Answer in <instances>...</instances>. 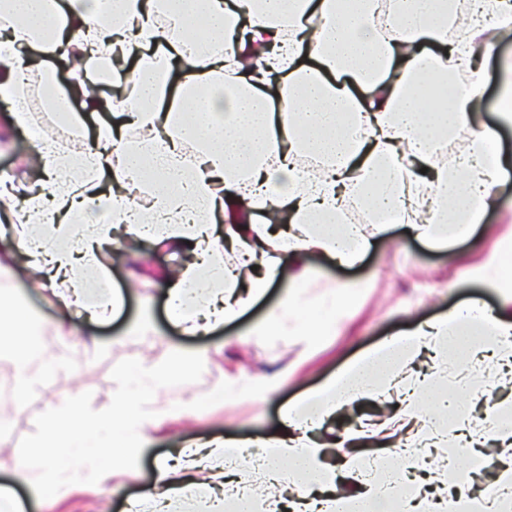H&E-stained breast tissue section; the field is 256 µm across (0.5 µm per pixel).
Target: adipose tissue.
<instances>
[{
    "mask_svg": "<svg viewBox=\"0 0 512 512\" xmlns=\"http://www.w3.org/2000/svg\"><path fill=\"white\" fill-rule=\"evenodd\" d=\"M189 14L203 18L204 34L182 30ZM510 35L512 0H475L466 15L457 0H357L350 11L337 0H0V97H17L35 77L71 122L82 105L101 116L77 153L39 137L40 187L15 213L11 238L0 241V274L23 261L61 310L105 322L120 302L110 251L130 240L161 244L182 257L176 276L164 278L170 318L195 336L236 321L286 267L291 288L260 330L320 348L352 317L370 281L319 283L308 252L353 266L373 237L396 224L444 249L482 224L512 164L499 145L501 130L512 127V57L497 62L491 123L481 114L482 71L496 38ZM63 44L82 60L67 80L57 53ZM462 57L472 65L469 80L439 103L433 90L456 74ZM118 83L131 91L123 121L114 124L106 118L112 96H89L87 87ZM132 128L144 137L132 140ZM189 141L196 146L190 163L182 153ZM307 156L319 166H306ZM356 205L367 210L370 232L347 222ZM39 224L43 234H32ZM472 275L512 307V226L496 235ZM315 285L321 293L309 296ZM0 311L12 318L0 326V361L24 389L42 369L15 339L38 330L16 294H0ZM431 343L447 355L442 376L483 344L499 363H512V319L469 305L388 338L286 405V435L176 449L127 512H172L203 489L211 512H254L247 489L231 480L247 448L271 484L295 487L273 512H395L404 496L413 512L429 500L449 512H512V457L496 463L498 494L478 502L464 481L445 498L410 472L368 469L361 453L350 459L361 489L347 494L322 462L356 436L321 443L313 428L356 399L382 395ZM201 362L177 351L166 363L129 368L120 379L134 390L112 414L83 416L76 400L50 406L38 442L46 491L63 496L83 480L110 478L174 413H192L197 397L179 390L184 370ZM160 390L178 394L176 407L158 403ZM456 403L454 393L423 383L402 409L409 427L396 455L449 445L460 456L491 435L512 447V417L490 429L454 415ZM425 406L427 425L411 429ZM62 448L94 449L99 464L62 463Z\"/></svg>",
    "mask_w": 512,
    "mask_h": 512,
    "instance_id": "ef3b65f1",
    "label": "adipose tissue"
}]
</instances>
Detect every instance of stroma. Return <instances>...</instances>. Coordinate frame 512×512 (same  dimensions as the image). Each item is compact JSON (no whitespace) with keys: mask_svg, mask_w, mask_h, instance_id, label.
I'll return each instance as SVG.
<instances>
[{"mask_svg":"<svg viewBox=\"0 0 512 512\" xmlns=\"http://www.w3.org/2000/svg\"><path fill=\"white\" fill-rule=\"evenodd\" d=\"M14 103L0 98V173L27 182L24 160L32 152L29 132L14 127L10 112ZM490 242L474 234L456 244L453 252L433 248L397 226L376 238L363 262L355 268L338 266L326 255L313 252L306 259L326 281L370 278L350 322L329 337L319 350H308L293 336H261L257 329L268 307L276 304L289 284L287 271L273 276L266 296L237 322L217 328L204 336H184L167 314L165 285L131 277L126 257L113 252L112 287L121 295V305L105 324L80 326L71 336L70 353L87 367L81 378H74L56 365V348L43 351L48 369L41 381L29 388L23 407L11 403L12 391L0 390V482L11 480L17 465L15 447L26 445L45 426L48 405L64 406L80 399L86 415L109 411L119 398L118 375L136 362H162L173 348L196 352L204 357L198 371L188 373L186 386L200 402L194 414L156 434L152 443L127 465L137 474L130 480L116 474L107 481L78 485L66 498H44L32 512H124L130 498L139 495L151 482L155 464L171 449L196 438L236 436L264 438L279 435L284 426L281 409L340 371L362 351L372 348L387 336L418 322L440 316L469 302H481L499 311L495 289L473 279L470 267L479 260ZM17 293L33 315L35 323L59 321L60 313L50 304L48 294L33 282L28 270L17 269L14 278L1 281L0 293ZM149 321L154 335L133 338L129 329ZM291 369L287 382L263 400L244 398L216 400L212 394L226 372L244 377L271 375ZM408 392L398 384L384 396L366 397L337 411L316 432L336 438L355 431L360 425L383 419V407L402 403Z\"/></svg>","mask_w":512,"mask_h":512,"instance_id":"stroma-1","label":"stroma"}]
</instances>
